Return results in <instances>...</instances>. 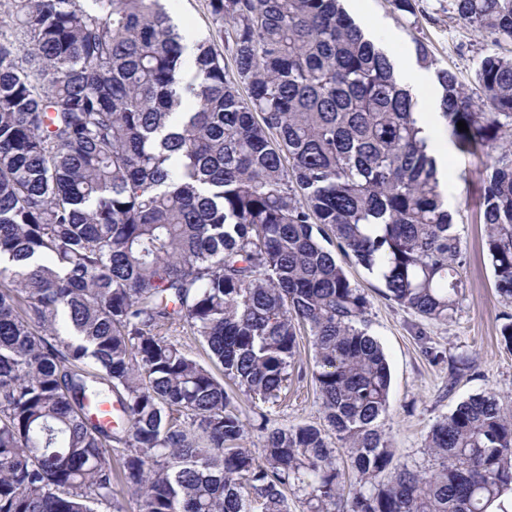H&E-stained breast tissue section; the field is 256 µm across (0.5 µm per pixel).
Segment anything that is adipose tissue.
<instances>
[{"label":"adipose tissue","instance_id":"obj_1","mask_svg":"<svg viewBox=\"0 0 512 512\" xmlns=\"http://www.w3.org/2000/svg\"><path fill=\"white\" fill-rule=\"evenodd\" d=\"M400 82L410 92L418 95L419 105L414 117L421 130L422 137L426 138L433 150L437 162L438 178L440 183L448 181V142L439 130L438 107L435 98L423 95L422 90L428 85L427 75L409 63H402L397 70Z\"/></svg>","mask_w":512,"mask_h":512}]
</instances>
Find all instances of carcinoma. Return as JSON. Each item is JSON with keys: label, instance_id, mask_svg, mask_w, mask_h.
<instances>
[{"label": "carcinoma", "instance_id": "obj_1", "mask_svg": "<svg viewBox=\"0 0 512 512\" xmlns=\"http://www.w3.org/2000/svg\"><path fill=\"white\" fill-rule=\"evenodd\" d=\"M209 7L233 77L207 42L185 56L162 0L0 13V512H123L119 483L138 512H291L288 490L307 512H488L512 488V407L472 395L430 428V466L395 461L389 366L336 260L429 321L459 308L416 97L342 0ZM448 11L512 40V0ZM436 79L456 148L481 158L512 305V57L477 59L476 96ZM177 325L224 378L165 337ZM303 332L331 434L264 424L258 459L224 380L276 402Z\"/></svg>", "mask_w": 512, "mask_h": 512}]
</instances>
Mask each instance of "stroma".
Listing matches in <instances>:
<instances>
[{"instance_id":"obj_1","label":"stroma","mask_w":512,"mask_h":512,"mask_svg":"<svg viewBox=\"0 0 512 512\" xmlns=\"http://www.w3.org/2000/svg\"><path fill=\"white\" fill-rule=\"evenodd\" d=\"M166 4L178 20L185 46L216 39L217 25L208 0H166ZM415 4L411 15L397 10L391 0H362L367 17L386 22L371 37L388 56L414 58L416 41H424L438 67L455 72L469 87L479 56L512 53V43L494 41L486 31L450 14L448 0H415ZM448 159L452 171L444 194L460 237L465 282L454 318L443 323L423 319L383 298L381 281L361 266L344 265L351 282L370 302L369 330L380 342L391 370L384 429L396 459L412 468L428 466L425 444L431 426L470 395L493 391L512 402V347L500 336L506 307L496 292L484 245L485 226L479 221L481 183L474 173L479 161L454 147ZM427 346L438 352L439 362L425 356ZM462 357L469 358L472 367L462 371L456 383H449L450 368ZM316 370L313 350L308 340H301L288 396L267 410L271 426H324L316 402Z\"/></svg>"}]
</instances>
